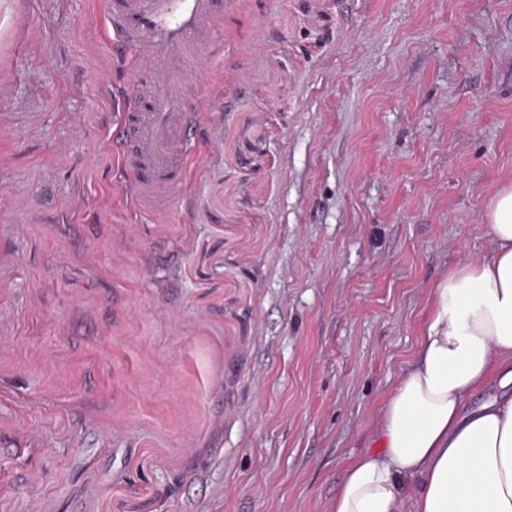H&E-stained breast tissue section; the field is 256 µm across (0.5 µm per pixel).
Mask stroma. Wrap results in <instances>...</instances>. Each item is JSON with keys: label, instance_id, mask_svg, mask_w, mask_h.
<instances>
[{"label": "stroma", "instance_id": "35a3bbf8", "mask_svg": "<svg viewBox=\"0 0 512 512\" xmlns=\"http://www.w3.org/2000/svg\"><path fill=\"white\" fill-rule=\"evenodd\" d=\"M102 0H0V512H328L490 254L512 0H227L167 223L122 209Z\"/></svg>", "mask_w": 512, "mask_h": 512}]
</instances>
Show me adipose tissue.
Listing matches in <instances>:
<instances>
[{
    "label": "adipose tissue",
    "mask_w": 512,
    "mask_h": 512,
    "mask_svg": "<svg viewBox=\"0 0 512 512\" xmlns=\"http://www.w3.org/2000/svg\"><path fill=\"white\" fill-rule=\"evenodd\" d=\"M492 252L433 289L415 361L382 405L380 447L349 461L329 512H512V182L491 197Z\"/></svg>",
    "instance_id": "adipose-tissue-1"
}]
</instances>
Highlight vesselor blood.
Returning <instances> with one entry per match:
<instances>
[{"mask_svg": "<svg viewBox=\"0 0 512 512\" xmlns=\"http://www.w3.org/2000/svg\"><path fill=\"white\" fill-rule=\"evenodd\" d=\"M104 36L127 81L115 94L113 144L130 174L126 208L165 223L188 182L189 140L224 93L213 84L224 54L226 0H105Z\"/></svg>", "mask_w": 512, "mask_h": 512, "instance_id": "obj_1", "label": "vessel or blood"}]
</instances>
